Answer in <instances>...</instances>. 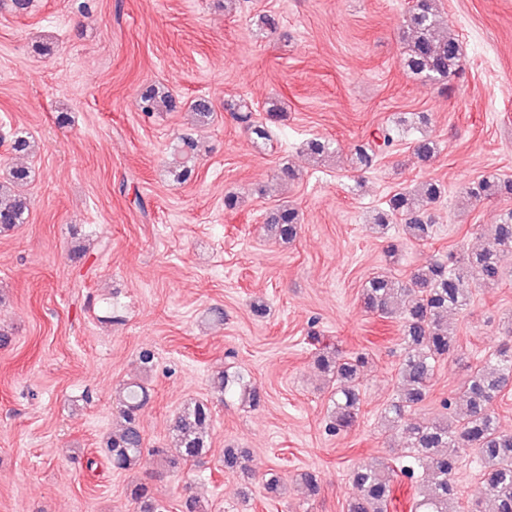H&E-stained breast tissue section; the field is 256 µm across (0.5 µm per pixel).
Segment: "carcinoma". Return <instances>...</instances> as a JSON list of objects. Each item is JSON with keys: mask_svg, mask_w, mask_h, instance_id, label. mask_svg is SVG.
Instances as JSON below:
<instances>
[{"mask_svg": "<svg viewBox=\"0 0 512 512\" xmlns=\"http://www.w3.org/2000/svg\"><path fill=\"white\" fill-rule=\"evenodd\" d=\"M439 0H411L403 15L400 39L404 44V66L408 73L423 82L442 85L459 69L463 59L462 40L451 32L441 16ZM141 111L175 112L181 102L173 95L148 87L140 94ZM195 123L209 124L213 117L206 100L190 104ZM236 119L256 141L269 137L267 124L251 120L249 105L239 102L230 107ZM425 112L400 117L372 134V139L354 147L351 165L359 170L373 167L378 154L399 139L408 124L428 125ZM199 141L191 135L178 137L172 159L174 177L187 181L193 172ZM311 157L322 159L336 152V142L318 137L306 142ZM437 144L429 139L417 140L414 154L422 161L433 159ZM28 170L13 169L9 181L0 184V231L23 223L28 212L27 199L15 191L25 182ZM445 189L442 184L426 180L388 195L372 212L370 223L381 234L392 225L402 227L408 240L423 243L434 235L435 204ZM461 193L475 202L512 199V178L488 174L462 188ZM301 226L299 211L291 205L272 210L266 218L270 235L283 243L294 240ZM512 277V209L502 214L487 242L479 249L459 252L445 259L436 258L416 269L405 279L390 272L375 273L362 287L363 307L384 318H395L403 355L399 364L396 391L384 408L383 418L402 428L408 448L397 465L387 462L358 464L348 474V481L357 491L350 500L348 512H387L391 502L394 479L398 476L419 482V498L414 512H448V500L456 495L455 475L460 468L461 453L473 451L481 475L484 494L490 496L491 508L481 507L476 500L467 512H512V432L500 429L494 401L512 384V316L502 321L503 334L509 342L477 358L468 366L460 390L442 402L449 411L427 424L411 422V412L427 395L436 364L459 355L457 336L448 326V314L467 310L478 288L498 285ZM369 353L344 355L339 350L323 351L315 356L316 368L329 378L332 403L329 431L346 432L357 421L360 411L361 372ZM213 389L224 395L234 393L243 403L256 405L259 392L249 375L239 371L224 373L212 379ZM121 422L107 438L105 457L118 471L132 470L142 464L145 451L140 427V412L148 401V390L138 380L122 384L118 391ZM212 430L210 406L196 402L179 411L173 425L175 454L167 458L168 467L176 469L205 456L210 450L208 439ZM246 452L239 448L224 449V468L248 470ZM130 496L139 505V512H164V507L145 484L130 489Z\"/></svg>", "mask_w": 512, "mask_h": 512, "instance_id": "cac0c4a2", "label": "carcinoma"}]
</instances>
